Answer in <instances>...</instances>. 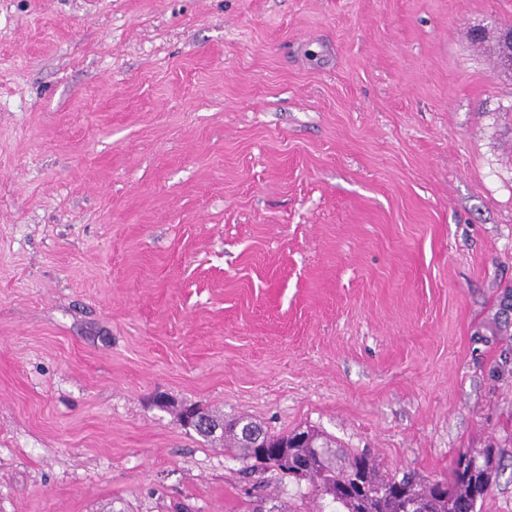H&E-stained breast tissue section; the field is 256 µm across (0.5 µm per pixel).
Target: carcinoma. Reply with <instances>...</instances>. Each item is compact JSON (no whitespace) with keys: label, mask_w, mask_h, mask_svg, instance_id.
<instances>
[{"label":"carcinoma","mask_w":512,"mask_h":512,"mask_svg":"<svg viewBox=\"0 0 512 512\" xmlns=\"http://www.w3.org/2000/svg\"><path fill=\"white\" fill-rule=\"evenodd\" d=\"M188 411L224 426L219 435L224 453L244 463L243 472L273 470L298 485L304 482L313 495L330 499L332 512H478L498 464L494 448L467 450L456 456L448 479L424 481L411 473L384 472L374 457L346 452L336 447V440L310 427L274 435L244 417H220L197 406L181 413ZM256 433L264 436L267 447H255ZM278 447L288 456L286 469L268 460Z\"/></svg>","instance_id":"carcinoma-1"}]
</instances>
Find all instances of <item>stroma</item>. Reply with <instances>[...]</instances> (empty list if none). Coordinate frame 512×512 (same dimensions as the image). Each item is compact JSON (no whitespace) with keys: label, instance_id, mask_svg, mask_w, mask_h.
Listing matches in <instances>:
<instances>
[{"label":"stroma","instance_id":"1","mask_svg":"<svg viewBox=\"0 0 512 512\" xmlns=\"http://www.w3.org/2000/svg\"><path fill=\"white\" fill-rule=\"evenodd\" d=\"M512 0H0V512H318L180 407L512 512Z\"/></svg>","mask_w":512,"mask_h":512}]
</instances>
